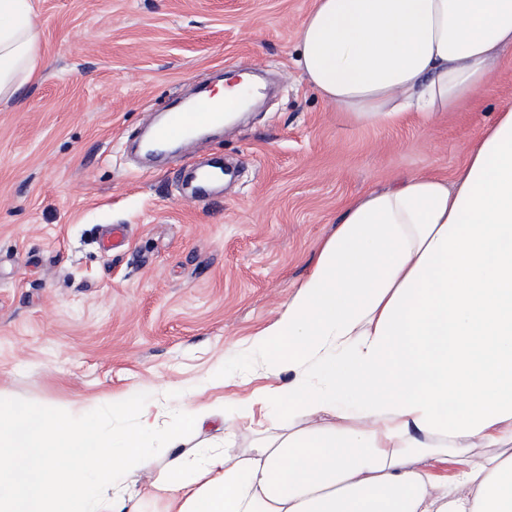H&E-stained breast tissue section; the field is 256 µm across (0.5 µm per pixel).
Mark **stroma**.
<instances>
[{
  "label": "stroma",
  "mask_w": 512,
  "mask_h": 512,
  "mask_svg": "<svg viewBox=\"0 0 512 512\" xmlns=\"http://www.w3.org/2000/svg\"><path fill=\"white\" fill-rule=\"evenodd\" d=\"M37 79L0 102V389L22 402H250L272 382L249 340L307 278L344 206L408 173L452 178L498 107L487 91L430 127L352 123L305 80L297 30L314 0H30ZM258 72L244 120L151 167L128 143L213 71ZM233 173L184 201L176 172ZM127 228L120 250L102 246ZM224 365L230 384L209 381Z\"/></svg>",
  "instance_id": "1"
}]
</instances>
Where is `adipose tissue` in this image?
<instances>
[{
  "instance_id": "ef3b65f1",
  "label": "adipose tissue",
  "mask_w": 512,
  "mask_h": 512,
  "mask_svg": "<svg viewBox=\"0 0 512 512\" xmlns=\"http://www.w3.org/2000/svg\"><path fill=\"white\" fill-rule=\"evenodd\" d=\"M29 0H0V101L35 77ZM309 85L347 119L425 123L479 98L512 51V0H315ZM288 383L255 402L281 433L237 446L240 405L22 404L0 390V512H139L130 485L170 449L172 512H512V102L446 180L412 174L345 208L308 278L252 342ZM221 421L224 443L182 453ZM453 462L446 479L436 464Z\"/></svg>"
}]
</instances>
